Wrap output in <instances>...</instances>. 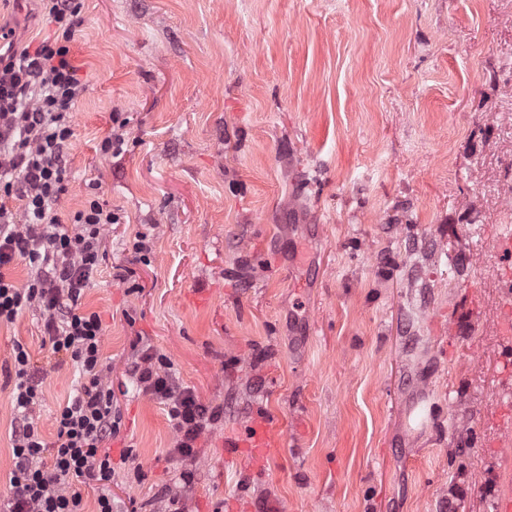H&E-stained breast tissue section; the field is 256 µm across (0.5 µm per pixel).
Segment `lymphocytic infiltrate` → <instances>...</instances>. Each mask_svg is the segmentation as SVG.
<instances>
[{
    "label": "lymphocytic infiltrate",
    "instance_id": "1",
    "mask_svg": "<svg viewBox=\"0 0 512 512\" xmlns=\"http://www.w3.org/2000/svg\"><path fill=\"white\" fill-rule=\"evenodd\" d=\"M55 38L34 49L0 54V323L27 308L42 311V335L51 352L80 371L71 401L54 416L55 442H47L37 411L44 369L28 347L12 348L13 468L0 512H84L82 487L97 493V512H112V419L109 368L102 361L103 327L97 313L79 310L106 254L105 233L120 216L93 199L62 224L55 207L67 191L66 154L72 142L70 115L86 89L71 60L69 43L82 23L81 0H42ZM24 203L22 213L6 207ZM23 261L24 285L5 274ZM166 357L142 349L132 367L143 395L168 409L177 433L175 456L191 458L219 408L202 403L169 370Z\"/></svg>",
    "mask_w": 512,
    "mask_h": 512
}]
</instances>
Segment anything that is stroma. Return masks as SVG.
Masks as SVG:
<instances>
[{"label": "stroma", "instance_id": "obj_1", "mask_svg": "<svg viewBox=\"0 0 512 512\" xmlns=\"http://www.w3.org/2000/svg\"><path fill=\"white\" fill-rule=\"evenodd\" d=\"M82 16L56 213L96 196L121 218L81 300L112 368L114 512L172 496L182 512H493L487 472L512 484L496 249L512 0H83ZM0 31L17 48L54 34L38 0H0ZM116 112L125 143L106 155ZM17 341L46 368L47 441L79 378L38 311L0 324V495ZM145 346L224 409L193 458H173L166 408L129 375ZM256 421L259 470L226 454Z\"/></svg>", "mask_w": 512, "mask_h": 512}]
</instances>
